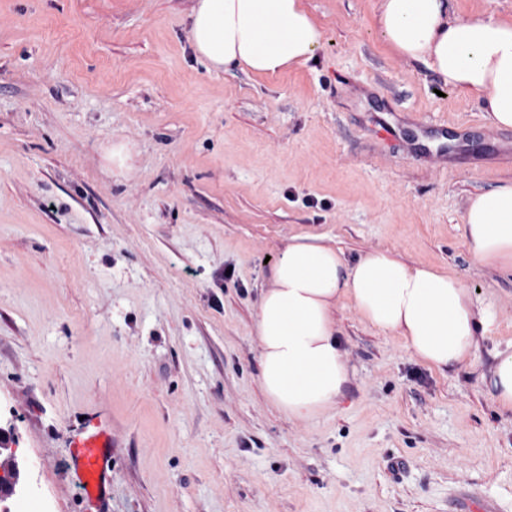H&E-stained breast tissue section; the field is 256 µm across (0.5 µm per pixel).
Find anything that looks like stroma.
<instances>
[{
    "instance_id": "1",
    "label": "stroma",
    "mask_w": 512,
    "mask_h": 512,
    "mask_svg": "<svg viewBox=\"0 0 512 512\" xmlns=\"http://www.w3.org/2000/svg\"><path fill=\"white\" fill-rule=\"evenodd\" d=\"M316 61L209 70L195 0H0V417L46 512H512V269L469 199L512 182V129L392 53L377 0H304ZM130 151L126 167L113 146ZM453 273L494 314L442 372L351 301L339 411L290 422L257 379L260 288L293 235ZM112 434L96 502L72 441ZM490 391L501 410L512 412V352L500 355L490 372Z\"/></svg>"
}]
</instances>
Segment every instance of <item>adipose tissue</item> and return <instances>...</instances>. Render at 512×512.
<instances>
[{"label": "adipose tissue", "mask_w": 512, "mask_h": 512, "mask_svg": "<svg viewBox=\"0 0 512 512\" xmlns=\"http://www.w3.org/2000/svg\"><path fill=\"white\" fill-rule=\"evenodd\" d=\"M189 44L210 69L273 76L315 57L322 33L302 0H197ZM387 47L450 88L478 96L493 124L512 129V19L451 15L448 0H378ZM464 237L481 263L512 267V183L478 193ZM351 300L377 329L401 336L412 359L444 371L471 360L492 314L455 276L409 265L386 250L347 262L319 235L289 239L270 269L255 315L258 382L288 418L337 408L350 370L336 306Z\"/></svg>", "instance_id": "adipose-tissue-1"}]
</instances>
